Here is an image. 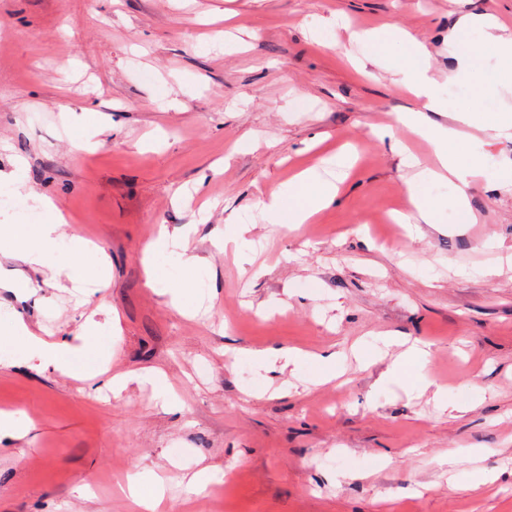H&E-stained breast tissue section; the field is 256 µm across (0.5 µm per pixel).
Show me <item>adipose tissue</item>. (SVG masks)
<instances>
[{
	"instance_id": "ef3b65f1",
	"label": "adipose tissue",
	"mask_w": 512,
	"mask_h": 512,
	"mask_svg": "<svg viewBox=\"0 0 512 512\" xmlns=\"http://www.w3.org/2000/svg\"><path fill=\"white\" fill-rule=\"evenodd\" d=\"M478 33L479 49L491 50L499 58L498 73L484 75L474 67V52L458 55L455 77L472 76L480 84L493 85L500 78L512 76V27L494 15L460 14L448 33L449 42L462 35ZM354 39L372 48V61L387 72L393 81L403 83L408 92L421 101L418 110L399 112L396 122L406 126L417 137L427 141L435 158L431 167L418 168L417 158L402 145L394 150L406 166L416 167V175L406 182L404 191L407 210L401 220L407 224H433L441 209H452L456 216V229L475 223L469 190L474 181L485 173L486 163L468 154L463 145L473 132L488 138L512 137V109L494 113L484 120H475L472 110L452 111L453 124L430 120L433 112L450 111L448 101L440 93V78L435 72L425 45L411 33L399 28L357 31ZM452 183L454 194L437 198L429 191L436 183ZM336 179L325 178L315 168L297 174L288 186L271 192L258 203L267 223L292 226L306 223L313 215L331 206L337 197ZM41 216L35 224H4L0 226V256L19 261L31 267L51 265L56 271L90 269L94 278L104 281L110 274L111 263L104 252L80 236L64 238L63 211L56 201L44 196ZM169 251L166 235H159L148 247L145 261L147 283L158 295L169 300L179 310L185 309L193 289L194 279L201 261L190 246L182 241L176 253L179 272L171 274L163 258ZM98 339L83 335L81 344L49 343L35 335L20 320L0 328V351L6 355L8 365L33 360L47 368L60 370L80 378H96L104 373L97 353Z\"/></svg>"
}]
</instances>
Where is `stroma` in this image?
<instances>
[{
  "mask_svg": "<svg viewBox=\"0 0 512 512\" xmlns=\"http://www.w3.org/2000/svg\"><path fill=\"white\" fill-rule=\"evenodd\" d=\"M461 10L512 21V0H0V172L23 161L66 234L112 262L79 306L67 275L0 259V324L19 317L58 342L118 317L99 348L130 376L115 397L35 362L0 365V410L33 425L0 450V512H138L120 490L135 473L164 479L163 512H210L186 487L204 466L225 479L224 512H512V192L484 176L462 231L446 209L414 237L387 235L409 175L389 148L408 137L393 115L420 103L357 70L364 47L330 24L340 12L401 27L444 77L478 40L449 45ZM456 85L453 108H512L511 84ZM242 139L256 148L236 150ZM345 144L357 160L332 206L290 233L263 222L260 199ZM240 220L253 249H217ZM158 226L202 258L204 315L147 287ZM21 276L27 290L12 289ZM391 335L428 344V362L394 369ZM277 346L357 347L370 363L349 356L317 384L314 363L269 373L247 355ZM440 388L466 411L442 409ZM477 471L491 481L475 485Z\"/></svg>",
  "mask_w": 512,
  "mask_h": 512,
  "instance_id": "stroma-1",
  "label": "stroma"
}]
</instances>
